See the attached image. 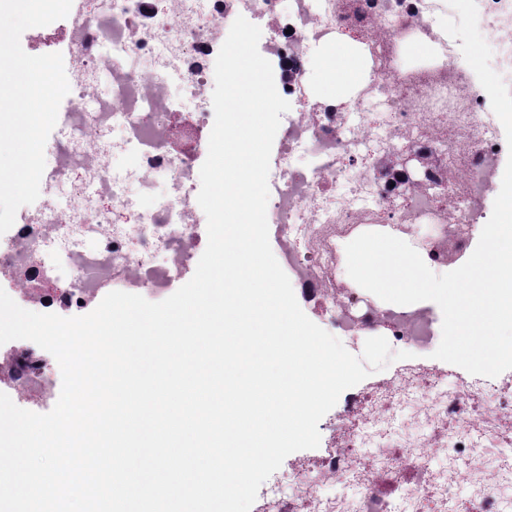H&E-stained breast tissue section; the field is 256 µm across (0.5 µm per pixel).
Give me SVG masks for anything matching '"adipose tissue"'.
Listing matches in <instances>:
<instances>
[{"label":"adipose tissue","mask_w":512,"mask_h":512,"mask_svg":"<svg viewBox=\"0 0 512 512\" xmlns=\"http://www.w3.org/2000/svg\"><path fill=\"white\" fill-rule=\"evenodd\" d=\"M368 77L360 45L346 36L321 41L314 49V96L326 102H339L352 96Z\"/></svg>","instance_id":"1"}]
</instances>
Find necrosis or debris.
Segmentation results:
<instances>
[{
  "label": "necrosis or debris",
  "instance_id": "1",
  "mask_svg": "<svg viewBox=\"0 0 512 512\" xmlns=\"http://www.w3.org/2000/svg\"><path fill=\"white\" fill-rule=\"evenodd\" d=\"M479 27L496 38L491 65L512 88V0H476ZM447 0H77L61 20L21 39L31 55L66 46L70 104L41 179L43 203L21 211L0 235V288L21 307L56 314L94 309L110 292L161 295L196 270L207 238L199 230L195 191L199 161L214 123L212 59L227 37L226 18L264 22L260 53L290 104L268 177L269 237L281 266L308 297L319 299L329 332L357 346L385 337L425 350L440 334L427 308L368 302L342 281V246L371 230L414 234L430 224L423 252L429 268L447 270L469 255L472 224L483 218L506 154L503 126L459 43L434 28ZM359 35L370 63L350 99H313L304 66L314 44ZM425 39L438 62L399 69L404 43ZM102 74L109 93L94 91ZM412 149L434 163L419 188L392 191L380 174L375 143ZM134 166L116 170L117 157ZM166 183H158V174ZM70 187L66 204L54 200ZM63 259L61 285L36 295L46 261ZM58 363L27 340L0 345V392L38 412L59 394ZM411 400L404 435L365 448L386 433L393 409ZM342 440L313 462L324 483L355 485L358 495L327 498L300 485L280 512H399L379 491L402 489L409 512H503L499 484L512 479V370L486 379L457 376L444 387L431 373L402 366L347 404ZM465 459V472L433 470L440 449ZM400 499V500H401Z\"/></svg>",
  "mask_w": 512,
  "mask_h": 512
}]
</instances>
